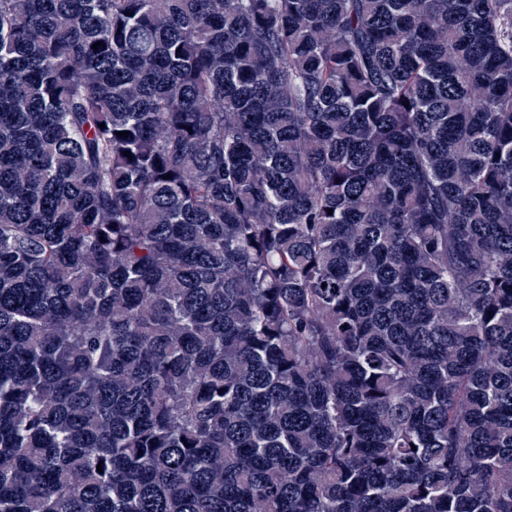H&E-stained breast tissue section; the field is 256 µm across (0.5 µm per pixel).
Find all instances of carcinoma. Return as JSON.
Returning a JSON list of instances; mask_svg holds the SVG:
<instances>
[{"label":"carcinoma","instance_id":"carcinoma-1","mask_svg":"<svg viewBox=\"0 0 512 512\" xmlns=\"http://www.w3.org/2000/svg\"><path fill=\"white\" fill-rule=\"evenodd\" d=\"M0 512H512V0H0Z\"/></svg>","mask_w":512,"mask_h":512}]
</instances>
